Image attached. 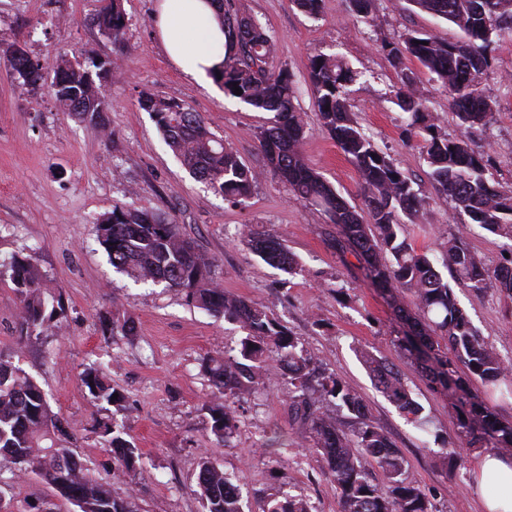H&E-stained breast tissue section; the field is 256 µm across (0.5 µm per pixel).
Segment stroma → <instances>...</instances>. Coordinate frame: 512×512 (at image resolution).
I'll return each mask as SVG.
<instances>
[{"label": "stroma", "instance_id": "35a3bbf8", "mask_svg": "<svg viewBox=\"0 0 512 512\" xmlns=\"http://www.w3.org/2000/svg\"><path fill=\"white\" fill-rule=\"evenodd\" d=\"M231 3L272 36L271 65L288 69L301 90L298 103L309 128L303 145L307 162L356 206L362 203L359 173L320 130L307 87L309 60L317 53L339 54L360 72L349 91L363 132L426 194L406 234L415 249L441 258L458 226L448 200L430 187L420 137L389 99L391 86L402 74H412L442 133L454 137L459 128L447 89L415 58L393 65L380 44L411 32L453 41L458 29L412 0H375V27L356 22L343 0H322L316 19L292 0ZM157 5L158 0H122L126 28L118 46L92 21L98 0H0V50L14 43L44 63L61 54L97 58L113 73L102 88L112 103L105 115L112 131L107 137L95 123L56 110L49 86L31 90L0 64V261L35 249L42 272L65 302L58 325L21 343L14 329L19 300L10 282H0V353L17 355L19 365L39 381L54 412L69 424L72 447L93 477L109 482L115 497L135 492L139 512H204L193 489L207 449L239 485L245 512H261L266 498L282 490L306 497L311 512H339L336 485L322 474L293 423L278 380L240 402L233 439L214 447L205 409L212 387L202 362L236 348L245 329L194 308L180 292L137 284L117 273L97 241L96 221L113 208L168 215L212 258L213 277L226 293L265 308L324 368L358 391L371 418L404 455L405 479L425 490L435 512H481L472 487L481 451L456 447L458 425L447 396L430 387L417 363L397 347L404 324L386 298L367 285L357 259L332 248L335 225L294 199L266 171L257 138L266 113L230 96L222 82L203 86L173 65L157 36ZM481 87L495 103L486 134L487 176L512 187V37L495 44ZM144 92L188 105L260 171L250 197L232 204L193 178L151 115L140 109ZM246 225L277 238L294 258V270L272 267L252 252L240 238ZM466 238L491 269L505 264L512 251L511 240L476 224L468 226ZM455 293L473 326L512 362V302L461 286ZM116 305L135 321L131 339L115 341L104 331ZM368 354L399 370L435 434L406 423L379 391L364 360ZM89 367L105 370L123 402L103 407L91 399L80 380ZM101 418L123 428L136 448L135 473H121L118 462L99 447L93 425ZM275 432L285 448L267 447ZM0 497L11 512H74L51 487L31 476L17 478L3 460Z\"/></svg>", "mask_w": 512, "mask_h": 512}]
</instances>
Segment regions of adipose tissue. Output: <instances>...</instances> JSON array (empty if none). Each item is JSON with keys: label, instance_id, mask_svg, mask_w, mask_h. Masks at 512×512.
Here are the masks:
<instances>
[{"label": "adipose tissue", "instance_id": "adipose-tissue-1", "mask_svg": "<svg viewBox=\"0 0 512 512\" xmlns=\"http://www.w3.org/2000/svg\"><path fill=\"white\" fill-rule=\"evenodd\" d=\"M157 29L172 63L197 82L217 74L224 63V31L211 0H161ZM498 479L502 494L483 497L482 512H512V463L486 453L475 465V486L487 478Z\"/></svg>", "mask_w": 512, "mask_h": 512}]
</instances>
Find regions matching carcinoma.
<instances>
[{"mask_svg": "<svg viewBox=\"0 0 512 512\" xmlns=\"http://www.w3.org/2000/svg\"><path fill=\"white\" fill-rule=\"evenodd\" d=\"M226 55L221 81L229 94L260 112L271 114L258 133L267 166L292 195L321 211L336 225L333 246L351 253L367 270L371 283L398 305L400 289L414 290L416 312L407 313L413 332L401 348L425 369L429 383L456 397L460 439L471 447L488 438L493 447L512 449V424L500 419L495 407L472 393L468 378L480 381L486 395L512 400V363L499 356L489 340L473 327L457 301L448 279L405 235L403 219L413 220L424 202L423 190L401 172L389 156L377 150L358 126L351 110L348 88L361 77L343 57L318 53L311 57L309 86L322 130L357 167L364 207L351 205L306 161L302 145L306 125L296 108V88L288 71L274 69L269 59L273 43L251 17L224 10ZM375 0H345L346 10L370 27L376 25ZM422 11L443 18L461 32L456 41L413 32L381 49L395 64L409 55L448 89V102L461 128L448 137L430 118L426 99L405 74L392 87L390 99L408 114V126L422 133V149L430 168L431 186L453 205L455 215L467 223L512 240V189L490 183L486 176V132L493 105L481 88L488 66V51L503 34L512 36V0H412ZM94 18L102 33L121 40L126 27L121 0H99ZM3 62L13 75L32 89L43 85L46 67L14 45ZM107 63L90 59L72 62L64 56L52 64L51 87L60 111L93 122L112 110L101 83L89 77ZM140 109L155 118L156 126L188 172L209 184L224 199L238 203L249 197L258 172L248 166L204 119L183 103L144 93ZM242 234L249 248L267 264L285 272L295 260L272 235L253 226ZM97 238L112 267L141 283H162L184 294L194 307L247 330L236 353L209 356L213 399L208 404L210 433L222 445L237 427L236 402L271 377L285 384L284 398L314 448L321 471L336 482L341 512H433L427 494L404 480L405 458L386 432L368 416L362 396L334 373L323 369L301 340L269 313L239 297L224 293L211 276L213 261L187 237L181 226L157 213L114 208L97 221ZM441 265L457 282L477 294L489 290L512 300V262L486 268L460 233L448 237ZM9 278L18 295L16 317L19 342L40 336L64 314L63 294L49 285L40 271L35 250L17 253L0 263V279ZM111 336L131 337L132 317L115 306L106 319ZM376 387L409 422L423 426L422 405L398 371L367 356ZM81 381L97 401L114 405L123 396L96 368H87ZM345 410L356 419L345 432L329 409ZM99 445L118 459L122 472L137 470L139 460L124 431L110 420L98 422ZM0 456L17 467V476L33 475L54 488L77 512H138L135 495H112L109 483L93 478L69 445L63 420L54 413L38 382L10 359L0 355ZM368 458L388 483L383 492L362 464ZM196 494L204 512H242L237 486L224 470L203 455ZM263 512H310L308 501L277 492Z\"/></svg>", "mask_w": 512, "mask_h": 512, "instance_id": "cac0c4a2", "label": "carcinoma"}]
</instances>
